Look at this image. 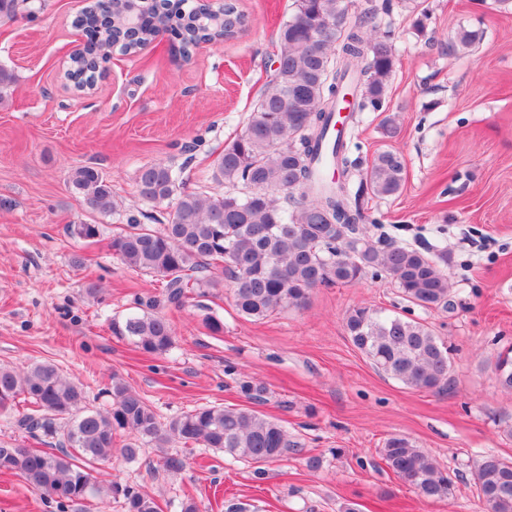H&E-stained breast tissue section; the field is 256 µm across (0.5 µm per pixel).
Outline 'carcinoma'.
Here are the masks:
<instances>
[{
    "mask_svg": "<svg viewBox=\"0 0 512 512\" xmlns=\"http://www.w3.org/2000/svg\"><path fill=\"white\" fill-rule=\"evenodd\" d=\"M90 8L79 24L95 25L96 13L110 12L112 0H94ZM378 11L376 0H365L355 15L349 12V0H294L293 14L277 33L279 67L245 131L224 147L212 167V180L227 191H185L181 172L162 163L142 166L139 195L153 202L173 197L174 205L158 228L128 218L112 234V255L162 281L164 301L174 305L195 289L203 294L219 287L207 272L220 266L230 279L238 314L255 320L303 306L320 286L353 284L367 273L381 272L407 302L422 309H448V251L382 244L360 231V225L369 223L359 205L360 193H399L405 175L402 155L381 152L361 172L349 156L351 133L341 129L331 149L334 176L320 177L315 166L327 147L338 91L353 96L349 106L354 112L383 105L393 69L392 44L385 36L364 32ZM300 17L311 24L333 20L336 38L324 42L320 53L308 55L307 28L296 25ZM170 21L165 11L142 12V39H152ZM223 35L190 17L180 24L179 41L187 48ZM355 175L360 183L354 193L350 184ZM71 184L92 210L107 214L116 209L112 184L97 168L77 169ZM67 232L93 241L100 236V225L71 224ZM110 327L151 356L166 354L175 344L170 322L159 314L115 316ZM345 328L378 372L418 390L448 388V348L425 324L358 306L347 311ZM494 371L501 387L512 391V349L497 355ZM107 393L108 405L90 408L83 386L50 362L23 369L0 365V414L50 446L45 451L0 442V472L20 474L33 490L53 498L59 512L94 497H118L124 512H159L156 501L133 486L102 485L95 465L116 454L132 462L145 443L166 448L176 441L257 464L297 446L278 421L254 409L202 405L164 420L115 375ZM124 435L129 441L121 444ZM380 453L386 467L420 498L434 502L453 497L455 483L448 473L407 438L388 437ZM474 474L483 512H512V461L488 453L475 461Z\"/></svg>",
    "mask_w": 512,
    "mask_h": 512,
    "instance_id": "cac0c4a2",
    "label": "carcinoma"
}]
</instances>
